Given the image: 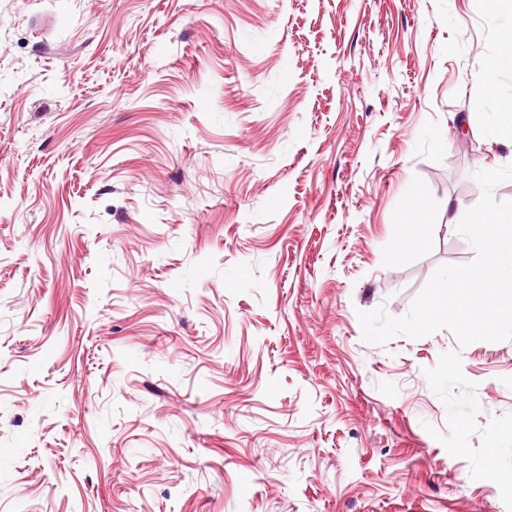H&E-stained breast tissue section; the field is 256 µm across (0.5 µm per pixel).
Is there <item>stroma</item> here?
I'll return each instance as SVG.
<instances>
[{"mask_svg":"<svg viewBox=\"0 0 512 512\" xmlns=\"http://www.w3.org/2000/svg\"><path fill=\"white\" fill-rule=\"evenodd\" d=\"M511 35L485 0H0V512H512V341L357 317L473 258ZM419 217H414L410 222L397 224V234L404 245L414 247L424 240V226Z\"/></svg>","mask_w":512,"mask_h":512,"instance_id":"stroma-1","label":"stroma"}]
</instances>
